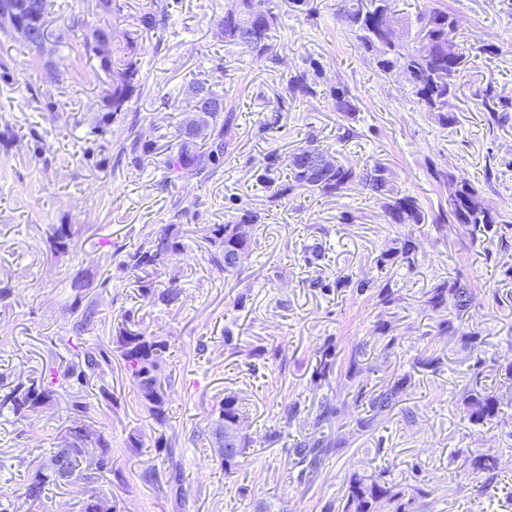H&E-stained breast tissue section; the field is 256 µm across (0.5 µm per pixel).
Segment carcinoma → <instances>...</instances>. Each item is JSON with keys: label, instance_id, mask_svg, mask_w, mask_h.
<instances>
[{"label": "carcinoma", "instance_id": "1", "mask_svg": "<svg viewBox=\"0 0 512 512\" xmlns=\"http://www.w3.org/2000/svg\"><path fill=\"white\" fill-rule=\"evenodd\" d=\"M393 0H337L336 20L351 35L358 48L372 56L379 72L391 75L405 73L410 83V93L417 99L424 111L436 114L442 126H448L453 118L448 115L449 99L455 95L456 86L463 77L467 54L458 36V21L455 14L441 8H433L416 16L415 22L399 16L392 7ZM53 0H0V15L6 11L13 13L17 26H0V29L36 51L44 48L47 39L48 16L52 13ZM390 23L402 27L416 25L413 42L392 44L383 40L381 28ZM274 26V17L268 7V0H231L224 11L222 33L224 40L235 43L252 53L265 54L271 47L269 40ZM115 39V30L105 23L96 27L83 41L84 54L95 56L100 67L110 77L108 88L102 96L106 110L103 125L97 135L110 132L112 116L127 110V104L140 89V67L136 60L139 35L133 32L124 34V53L119 59L98 53V43L105 38ZM432 45L429 51L422 50V41ZM288 90L303 97L317 94L305 71H298L288 79ZM191 108L196 112V126L188 131L184 126L177 127L176 150L169 152L163 166L167 176L162 187L175 181L205 179L208 174L224 163V129L233 121V114H224V101L208 90L204 82L198 81L189 88ZM336 111L346 116L358 111L355 99L343 87L331 90ZM473 96L482 111L489 114L490 121L503 125L512 117V99L501 95L488 81L475 89ZM305 155L298 149L285 159L287 179L277 182L269 173L277 168L279 158L270 156L265 167L264 179L274 186L273 197L285 198L297 190L332 195L343 192L352 182L363 189L381 204L386 216L393 224H419L424 214L415 197L398 196L393 192L386 176V167L376 162L364 165L356 171L340 162L330 164L316 175L310 176L303 169ZM448 181V220L461 224L472 240L477 243H497L501 249L509 247L506 233L512 228V213L489 210L479 190L470 182L459 178L453 169L442 173ZM260 217L255 212H246L235 224H214L209 228L206 241L210 245L209 261L226 274L238 270V266L224 264L221 254L231 250L245 261L249 256L251 239H242L236 234L239 224H257ZM73 236L72 226L60 224L50 235V249L64 254ZM176 225L169 224L148 241V245L128 252L121 265L141 274L142 285L138 296L150 304L169 305L177 299L175 288L158 290L154 285V275L167 261V256L181 250ZM427 303L434 308L445 305L453 307L448 313V321L441 332L450 336L459 333L456 321L466 311L470 303L468 290L457 283L446 282L435 285L429 291ZM72 314L76 315L73 336L68 338L72 358L63 370L53 366L43 369L39 376L18 381L8 391L0 392V409H8L16 417H24L36 408L52 402L56 387L71 389V423L66 427L51 460L63 462L62 472L55 473L42 465L30 476L24 487V498L40 503L47 486L57 484L62 479L78 480L85 485L86 498L81 512H99L97 501L102 496L95 484L100 477L112 473V448L103 434L84 420L87 405L82 401L83 389L94 377L100 376L102 365L111 362L108 351L102 348L81 347L79 340L95 321L96 310L88 304L81 306V297H75ZM113 350L123 361L124 369L136 384L141 405L156 423L163 425L167 420L166 398L170 379L163 374L162 365L166 360L169 346L166 341L140 329L133 316L125 317L122 326L112 337ZM335 353L326 348L317 362L315 373L321 379H328L333 370ZM406 386V379L397 380L388 389L370 392L365 401L367 415L360 419V426L371 429L379 419L390 411L396 403V396ZM461 418L473 428H485L494 424L501 414L498 388L482 380L480 373L464 386L460 398ZM217 428L212 438L220 440L227 430L236 429L243 417V403L235 394H228L214 410ZM86 431L96 440L99 456L86 459L80 448L81 432ZM332 441L325 435H313L295 445L298 464L303 470H312L320 463L323 449L331 447ZM249 447V440L243 434H236V452L224 456V470L229 472L237 465V459ZM452 459L462 460L461 467L480 480L484 485L498 483L499 456L480 448H459ZM405 492L396 491L381 475H366L352 472L347 480L345 491L339 502L325 508V512H383V507H391V512H406L403 502Z\"/></svg>", "mask_w": 512, "mask_h": 512}]
</instances>
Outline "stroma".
Segmentation results:
<instances>
[{"instance_id":"stroma-1","label":"stroma","mask_w":512,"mask_h":512,"mask_svg":"<svg viewBox=\"0 0 512 512\" xmlns=\"http://www.w3.org/2000/svg\"><path fill=\"white\" fill-rule=\"evenodd\" d=\"M228 2L118 0L110 23L139 34L142 90L103 138L94 130L109 79L79 48L99 23L97 0H55L40 53L0 32V131L15 135L0 142V387L70 360L63 340L74 322L71 283L82 273L89 280L84 300L98 311L82 339L112 353L84 400L112 447L114 473L97 488L118 512H324L356 470L422 488L416 512H512L496 487L465 474L448 478L454 449L482 448L498 453L499 477L512 484V384L499 391L502 414L492 428L468 427L456 409L474 372L489 371L493 359L512 351V280L502 275L503 252L471 243L462 225L449 223L442 178L454 169L494 209L512 211V168L505 165L512 121L491 124L473 96L492 79L512 97V0H448L469 55L448 127L422 110L400 77L378 73L337 22L336 0H310L306 11L293 0H271L272 50L261 57L225 42ZM149 11L165 14V24L139 33ZM487 44L498 54L480 53ZM303 70L317 94L295 99L288 79ZM199 80L235 115L224 131V162L205 180L167 186L163 161L177 126L193 115L188 88ZM335 87L354 97V117L336 111ZM311 133L345 165H385L395 193L420 203L423 223H388L355 183L337 195L273 199L261 179L268 156H288ZM136 141L150 151L134 167L123 150ZM38 142L40 154L33 151ZM90 146L89 161L83 152ZM247 210L261 216L249 257L223 275L208 259V230ZM60 224L74 235L59 255L48 240ZM165 224L178 226L183 248L155 285L179 296L150 305L119 260ZM407 239L416 246L411 261L385 262ZM314 243L324 256L311 265L304 248ZM340 270L354 282H338ZM365 278L388 285L391 303L377 289L359 292L355 282ZM444 281L472 296L456 336L438 329L447 308L427 302ZM129 312L169 345L164 369L172 387L162 426L141 409L135 383L112 352ZM472 331L482 339L476 349L464 339ZM329 344L336 365L324 381L315 367ZM427 358L433 367H423ZM405 375L410 381L392 411L376 429L361 428V392ZM103 386L108 395L100 394ZM230 393L247 405L241 427L252 446L228 473L221 448L196 436L213 429V410ZM326 400L339 409L322 422L334 445L302 479L293 448L313 432ZM69 403L60 387L26 419L0 412V512H80L85 488L78 481L51 486L35 506L21 496L29 471L58 445ZM132 434L139 447H130Z\"/></svg>"}]
</instances>
